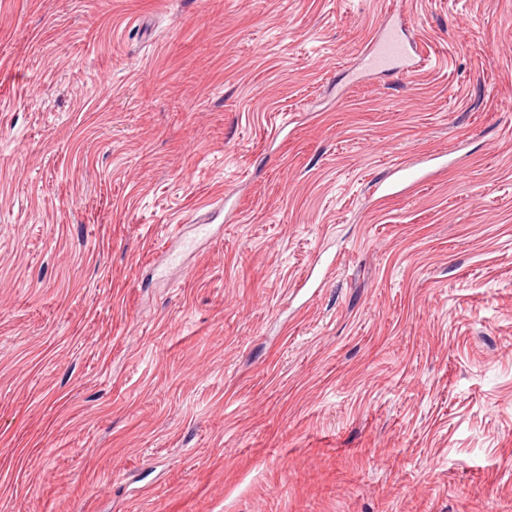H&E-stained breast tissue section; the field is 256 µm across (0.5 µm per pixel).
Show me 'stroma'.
I'll return each mask as SVG.
<instances>
[{"label":"stroma","instance_id":"1","mask_svg":"<svg viewBox=\"0 0 512 512\" xmlns=\"http://www.w3.org/2000/svg\"><path fill=\"white\" fill-rule=\"evenodd\" d=\"M0 512H512V0H0ZM407 60L411 62L409 66L413 69L411 72L418 71L427 65L426 62L420 63L415 60L404 41L390 33H384L374 51H370L368 56L364 57V64L370 70H380Z\"/></svg>","mask_w":512,"mask_h":512}]
</instances>
